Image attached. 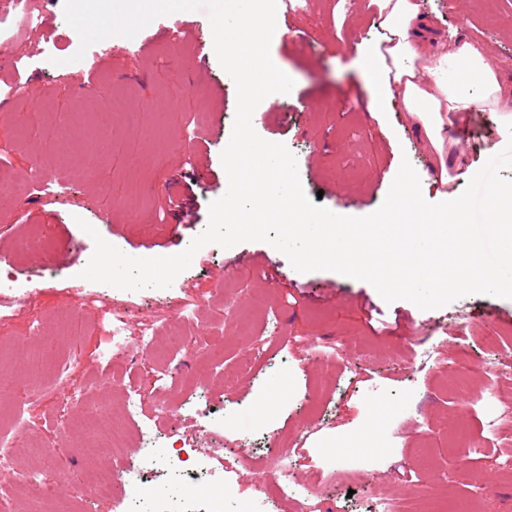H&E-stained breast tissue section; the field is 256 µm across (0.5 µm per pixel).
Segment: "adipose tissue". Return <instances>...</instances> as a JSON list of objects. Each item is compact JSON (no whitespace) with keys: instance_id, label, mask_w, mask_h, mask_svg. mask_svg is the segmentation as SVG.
<instances>
[{"instance_id":"obj_1","label":"adipose tissue","mask_w":512,"mask_h":512,"mask_svg":"<svg viewBox=\"0 0 512 512\" xmlns=\"http://www.w3.org/2000/svg\"><path fill=\"white\" fill-rule=\"evenodd\" d=\"M378 6L384 34L363 52L364 76L376 91L372 110L386 99H400L425 149L442 167L452 117L488 110L512 127V93L492 53L469 42L436 40L417 0H378Z\"/></svg>"}]
</instances>
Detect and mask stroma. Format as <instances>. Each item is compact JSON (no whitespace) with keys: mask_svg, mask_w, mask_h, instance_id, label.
Segmentation results:
<instances>
[{"mask_svg":"<svg viewBox=\"0 0 512 512\" xmlns=\"http://www.w3.org/2000/svg\"><path fill=\"white\" fill-rule=\"evenodd\" d=\"M419 2L438 40L482 43L512 85V0H461L456 12L448 0ZM63 3L33 0L35 23L0 45V167L17 176L0 184V272L19 296L11 319L0 322V350L55 339L36 382L0 363V378L16 384L0 392V434L14 439L18 462L9 512H28L27 471L59 460L68 487L46 512H113L111 499L75 494L102 464L83 412L96 404L124 420L126 392L140 398L129 432L147 427L168 442H212L224 468V512H384L388 501L416 512H512L503 466L512 459V377L503 370L512 361V299L471 295L429 310L389 303L368 282L299 272L261 241L231 251L206 245L165 289L127 294L81 278L94 251L81 222L134 257L182 252L203 232L210 203L224 193L221 153L237 90L214 53L205 11L153 20L140 56L128 57L115 38L76 62L80 38ZM178 20L185 49L175 55L170 30ZM276 22L285 35L271 43L270 57L294 86L261 101L253 128L290 150L305 194L320 206L332 210L347 198L349 215L373 213L388 193L376 186L377 172L395 178L405 159L436 203L441 190L462 193L489 152L504 150L494 115L474 113L473 137L448 161L453 181L444 186L399 101H386L382 118L369 116L373 90L360 51L382 33L376 0H302ZM114 98L125 111L109 110ZM36 125L64 127L69 149L34 135ZM181 201L192 206V223H184ZM33 233L43 249L21 253L18 241ZM49 258L66 265L65 280L39 277ZM93 292L114 294L131 310L128 351L112 360L121 380L112 385L90 379L105 348L106 313H85L70 326L57 318L62 304ZM187 301L199 308L184 319L186 344L173 356L160 324ZM149 322L158 329L145 354L139 330ZM377 406L388 411L383 452L347 448L367 433ZM214 417L224 421L218 435L206 431ZM32 443L47 454L31 455ZM285 449L297 481L320 477L314 491L284 499L264 482L271 455Z\"/></svg>","mask_w":512,"mask_h":512,"instance_id":"1","label":"stroma"}]
</instances>
